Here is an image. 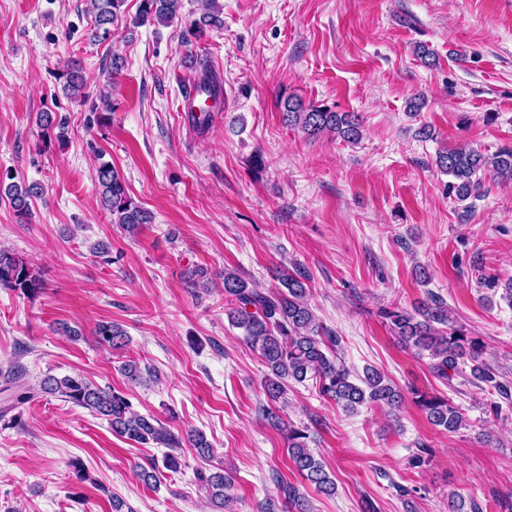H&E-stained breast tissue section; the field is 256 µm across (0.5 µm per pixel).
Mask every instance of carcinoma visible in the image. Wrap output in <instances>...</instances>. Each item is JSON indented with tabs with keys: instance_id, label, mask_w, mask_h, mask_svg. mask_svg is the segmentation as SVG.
I'll use <instances>...</instances> for the list:
<instances>
[{
	"instance_id": "carcinoma-1",
	"label": "carcinoma",
	"mask_w": 512,
	"mask_h": 512,
	"mask_svg": "<svg viewBox=\"0 0 512 512\" xmlns=\"http://www.w3.org/2000/svg\"><path fill=\"white\" fill-rule=\"evenodd\" d=\"M125 4L126 0H87L86 12L93 19L92 38L110 35L111 28L124 21ZM182 7V0H139L134 24L152 22L169 25L180 17ZM223 24L217 0H201L199 18L190 21L189 27L195 36L201 38L206 29ZM199 67L200 85L213 97L222 94V80L211 65L203 61ZM61 77L66 80L64 90L68 91L70 97H84L85 84L78 71L68 70ZM280 106L285 124L301 129L310 137L336 134L352 143L361 136V124L352 113L306 106L294 96L283 98ZM37 125L44 134H53L60 145L68 142L65 119H58L50 112H40ZM436 166L453 178L448 183V191L455 193L458 201L478 199L484 196L486 179L512 181V145L502 146L491 155L460 146L439 153ZM95 177L101 206L112 216V223L134 236L143 225L152 222V214L129 194L124 178L102 155L99 156ZM7 179L10 180L8 184L5 183ZM1 191L5 192L19 217L30 215L32 199L38 196L37 186L18 184L7 173L0 174ZM278 280L280 288L266 291L255 287L234 271H224L223 277L224 299L229 305L228 318L233 326L244 330L245 340L258 350L268 369L263 382L267 399L277 402L284 398L287 383L292 380L302 383L314 379L322 396L334 400L348 411L354 412L365 404H376L390 410L400 409L405 400L400 388L371 367L365 368L358 379H353L351 371L333 354L339 339L317 321L307 299L305 272L298 269L278 276ZM185 282L197 293L207 292L212 287V276L207 268L195 265L186 272ZM0 288L33 298L41 293L43 282L24 259L0 250ZM382 314L402 343L429 356L430 368L437 377L445 380L455 376L464 377L474 384L496 390L504 398L509 396L508 385L499 380L494 367L484 359V342L478 337H468L456 328L440 297L431 294L410 311L394 307L382 310ZM94 335L114 348L125 346L127 338L125 330L110 321L98 323ZM24 374L25 368L19 364L0 374V394H7L4 406H0V419L38 395H57L105 419L112 432L140 445L178 448L182 443V438L171 433L160 420L133 410L129 399L118 391L102 388L79 374L60 378L47 375L40 381L39 389L27 390L17 385ZM414 395L415 403L433 425L450 433L464 425L463 414L448 399L417 391ZM268 417L286 432L288 457L296 470L320 493L334 495L336 484L310 450L307 434L285 424L271 410ZM187 439L199 454L212 456V445L202 432L191 431ZM180 468L178 456L166 453L162 463H151L150 468L140 470L138 477L156 489L160 486V470L176 473ZM197 479L204 486L215 512H221L231 478L221 470L208 475L200 471ZM279 489L284 498V507L292 512H310L309 501L296 487L282 483Z\"/></svg>"
}]
</instances>
